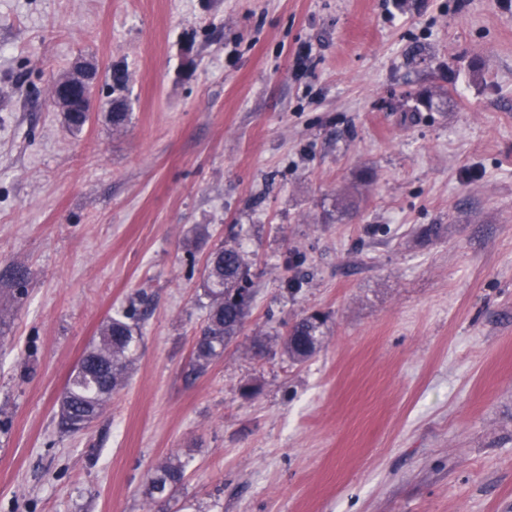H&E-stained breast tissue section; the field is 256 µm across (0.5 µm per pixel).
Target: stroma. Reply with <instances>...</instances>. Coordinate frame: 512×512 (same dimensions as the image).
Masks as SVG:
<instances>
[{"label": "stroma", "instance_id": "35a3bbf8", "mask_svg": "<svg viewBox=\"0 0 512 512\" xmlns=\"http://www.w3.org/2000/svg\"><path fill=\"white\" fill-rule=\"evenodd\" d=\"M79 60L98 79L74 134L49 87ZM232 240L256 298L198 374L202 271ZM16 266L0 512H512V0H0ZM129 309L128 385L61 430L73 369ZM311 312V359L252 356ZM173 455L186 482L153 501Z\"/></svg>", "mask_w": 512, "mask_h": 512}]
</instances>
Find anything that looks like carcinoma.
Segmentation results:
<instances>
[{
    "mask_svg": "<svg viewBox=\"0 0 512 512\" xmlns=\"http://www.w3.org/2000/svg\"><path fill=\"white\" fill-rule=\"evenodd\" d=\"M248 261L241 248L227 242L213 252L206 263L203 296L207 315L200 328V338L192 352L193 370L208 366L237 338L248 320L253 289L248 278ZM31 273L12 269L8 281L17 294H25ZM324 319L310 314L297 319L280 337L283 353L294 363H304L319 349L323 340ZM143 340L128 315L109 317L99 340L91 346L72 372L62 396L58 425L68 432H78L97 420L112 394L129 380L133 355ZM187 462L174 456L149 477L148 492L154 501L169 499L186 479Z\"/></svg>",
    "mask_w": 512,
    "mask_h": 512,
    "instance_id": "obj_1",
    "label": "carcinoma"
}]
</instances>
